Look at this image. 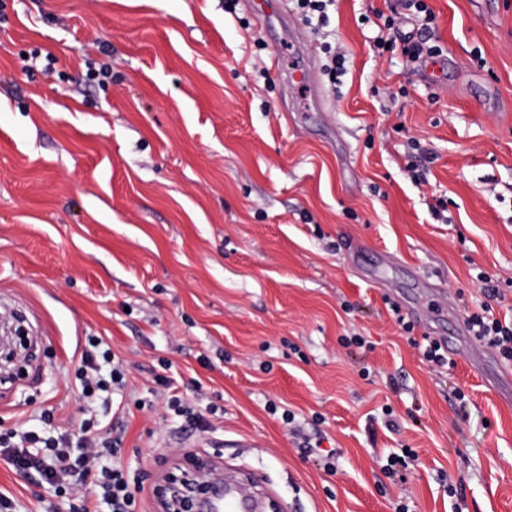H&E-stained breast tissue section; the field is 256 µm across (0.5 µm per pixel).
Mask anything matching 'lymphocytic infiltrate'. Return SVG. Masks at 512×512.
I'll return each mask as SVG.
<instances>
[{"label":"lymphocytic infiltrate","instance_id":"1","mask_svg":"<svg viewBox=\"0 0 512 512\" xmlns=\"http://www.w3.org/2000/svg\"><path fill=\"white\" fill-rule=\"evenodd\" d=\"M487 297L477 310L467 312L465 323L475 342L492 349L506 363H512V317H499L493 307L503 293L493 285L490 277L479 274ZM77 375L84 397L92 398L100 393L126 385V371L117 363L114 353L101 349L98 339L88 341L87 349L80 356ZM78 441H71L68 434H45L37 428L19 432L0 433V459L15 470L35 471L40 479L55 486L61 493L70 492L73 480L101 489L102 498L111 512H135L138 495L143 485L130 484L120 467L100 465L103 453H116L119 438L108 439L99 435L90 423L81 424Z\"/></svg>","mask_w":512,"mask_h":512}]
</instances>
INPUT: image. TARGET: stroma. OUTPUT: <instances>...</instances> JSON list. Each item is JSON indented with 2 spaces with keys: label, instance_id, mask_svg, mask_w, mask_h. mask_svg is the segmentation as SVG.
<instances>
[{
  "label": "stroma",
  "instance_id": "obj_1",
  "mask_svg": "<svg viewBox=\"0 0 512 512\" xmlns=\"http://www.w3.org/2000/svg\"><path fill=\"white\" fill-rule=\"evenodd\" d=\"M281 3L277 38L247 0H0V322L23 330L0 433L113 431L139 512L200 457L265 473L278 512H512V388L456 336L478 272L512 281V0H428L432 62L384 28L400 0H336L317 31ZM325 42L347 56L333 80ZM307 58L315 85L289 81ZM393 302L453 371L423 361ZM352 332L372 350L341 347ZM91 336L129 370L124 417L79 396ZM162 372L194 411L218 406L210 432L182 430ZM272 401L321 416L335 471ZM403 447L418 458L398 486L382 466ZM0 496L79 498L2 460Z\"/></svg>",
  "mask_w": 512,
  "mask_h": 512
}]
</instances>
